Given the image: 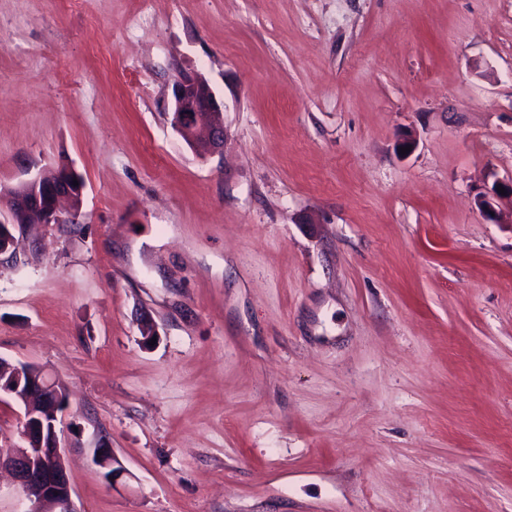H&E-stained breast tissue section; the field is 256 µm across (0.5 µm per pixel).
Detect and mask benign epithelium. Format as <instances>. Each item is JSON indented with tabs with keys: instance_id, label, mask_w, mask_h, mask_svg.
<instances>
[{
	"instance_id": "7a95c632",
	"label": "benign epithelium",
	"mask_w": 512,
	"mask_h": 512,
	"mask_svg": "<svg viewBox=\"0 0 512 512\" xmlns=\"http://www.w3.org/2000/svg\"><path fill=\"white\" fill-rule=\"evenodd\" d=\"M174 128L201 157L224 147V126L218 114L224 107L205 77L181 71L171 84ZM21 194L5 205L0 218V256L12 255L13 230L24 224H64L60 204L74 200L70 184L59 177L46 179L40 172L20 185ZM5 395L22 409L21 448H0V470L7 469L22 491L37 501H49L55 512H76L64 463L58 425L67 407L58 380L45 369L29 364L13 365L0 360V396ZM93 463L113 479L112 448L100 444L93 449Z\"/></svg>"
}]
</instances>
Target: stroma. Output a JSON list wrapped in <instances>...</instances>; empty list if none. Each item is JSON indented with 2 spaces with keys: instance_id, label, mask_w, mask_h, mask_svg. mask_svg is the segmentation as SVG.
Returning <instances> with one entry per match:
<instances>
[{
  "instance_id": "1",
  "label": "stroma",
  "mask_w": 512,
  "mask_h": 512,
  "mask_svg": "<svg viewBox=\"0 0 512 512\" xmlns=\"http://www.w3.org/2000/svg\"><path fill=\"white\" fill-rule=\"evenodd\" d=\"M181 70L219 153L171 123ZM62 164L0 359L68 393L76 512H512V196L477 205L512 0H0V186ZM174 128L201 157L219 153L224 147V126L217 116L224 107L205 77L181 71L171 84Z\"/></svg>"
}]
</instances>
